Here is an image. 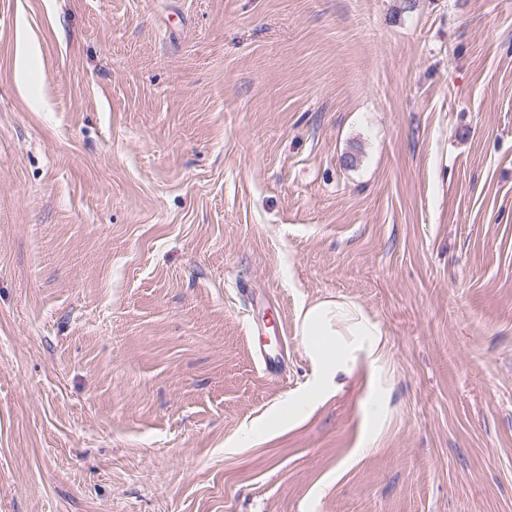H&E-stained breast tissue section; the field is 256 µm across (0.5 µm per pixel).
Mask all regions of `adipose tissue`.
Listing matches in <instances>:
<instances>
[{"mask_svg": "<svg viewBox=\"0 0 512 512\" xmlns=\"http://www.w3.org/2000/svg\"><path fill=\"white\" fill-rule=\"evenodd\" d=\"M298 327L315 372L308 393L311 402L334 395L359 367L375 372L383 368V328L352 302L340 298L315 301L301 309Z\"/></svg>", "mask_w": 512, "mask_h": 512, "instance_id": "adipose-tissue-1", "label": "adipose tissue"}]
</instances>
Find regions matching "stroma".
<instances>
[{
    "mask_svg": "<svg viewBox=\"0 0 512 512\" xmlns=\"http://www.w3.org/2000/svg\"><path fill=\"white\" fill-rule=\"evenodd\" d=\"M0 512H512V0H0ZM299 333L315 372L308 398L317 403L340 390L361 366L380 372L386 339L381 324L360 307L340 298H324L303 307ZM259 336V343L256 346L255 336L256 330H251V340L254 346V351L258 357L262 369L265 374L281 375L285 366V356L282 352V340L287 337L286 330L281 323L280 333L275 325L272 326L273 337L271 336L270 327L257 328Z\"/></svg>",
    "mask_w": 512,
    "mask_h": 512,
    "instance_id": "stroma-1",
    "label": "stroma"
}]
</instances>
